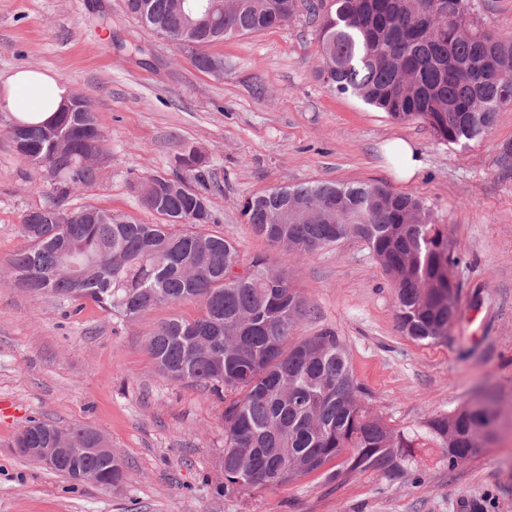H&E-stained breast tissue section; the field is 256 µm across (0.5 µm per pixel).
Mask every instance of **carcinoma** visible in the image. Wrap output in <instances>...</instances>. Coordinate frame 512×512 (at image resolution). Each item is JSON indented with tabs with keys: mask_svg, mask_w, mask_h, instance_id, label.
Returning <instances> with one entry per match:
<instances>
[{
	"mask_svg": "<svg viewBox=\"0 0 512 512\" xmlns=\"http://www.w3.org/2000/svg\"><path fill=\"white\" fill-rule=\"evenodd\" d=\"M148 2L146 30L174 33L190 23L180 0ZM303 6L318 20L319 75L334 93L395 121H419L450 145L484 137L497 113L512 107V39L481 27L475 0H333L330 8L325 0H224V35L198 32L189 58L221 65L224 57L210 45L279 26ZM82 122V112H58L44 124L12 123L22 133L16 152L36 154L60 171L61 186L52 193L62 200L96 180L98 166L82 163L87 142L108 154L103 124L94 115ZM208 176V157L190 146L175 156L173 176L132 183L142 209L159 223L81 207L58 224L49 211L29 210L22 221L27 245L11 264L15 282L56 296L74 314L92 301L127 321L185 300L200 303L194 319L161 322L147 350L164 377L226 400V494L291 484L333 461V481L374 469L405 485L418 478L427 448L444 449L450 471L487 448L498 415L485 404L394 428L362 399L334 330L294 338L307 315L304 299L267 257L243 266L234 243L209 229L218 219L204 191ZM146 183L176 220L146 200ZM241 215L286 257L364 240L394 288L402 331L429 343L448 339L459 310L458 257L448 225L414 195L372 182L307 183L247 198ZM92 435L88 427L35 421L16 447L25 438L29 448L58 449L65 461L56 472L75 483L80 473L101 487L122 480V459L95 447Z\"/></svg>",
	"mask_w": 512,
	"mask_h": 512,
	"instance_id": "cac0c4a2",
	"label": "carcinoma"
}]
</instances>
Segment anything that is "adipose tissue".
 <instances>
[{
    "label": "adipose tissue",
    "instance_id": "ef3b65f1",
    "mask_svg": "<svg viewBox=\"0 0 512 512\" xmlns=\"http://www.w3.org/2000/svg\"><path fill=\"white\" fill-rule=\"evenodd\" d=\"M70 88L58 76L37 69L13 71L0 80V108L18 121L51 119L68 100Z\"/></svg>",
    "mask_w": 512,
    "mask_h": 512
}]
</instances>
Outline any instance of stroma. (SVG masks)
I'll return each instance as SVG.
<instances>
[{
  "label": "stroma",
  "instance_id": "35a3bbf8",
  "mask_svg": "<svg viewBox=\"0 0 512 512\" xmlns=\"http://www.w3.org/2000/svg\"><path fill=\"white\" fill-rule=\"evenodd\" d=\"M112 20L102 28L101 16ZM143 46L131 52L130 44ZM224 72H201L124 10L123 0H0V77L39 69L92 105L111 153L92 188L68 207L96 206L146 220L131 182L171 173L186 146L205 150L219 231L242 259L269 256L311 311L298 337L333 329L371 406L411 426L484 398L500 413L494 444L448 470L428 452L421 480L403 486L368 470L345 482L323 472L265 491L225 495L222 401L163 377L145 349L157 325L196 318L197 301L133 321L87 303L67 304L13 284L25 245L22 219L48 205L50 187L17 156L0 111V512H512V108L468 146L437 140L319 78L317 26L307 13L261 32L213 43ZM402 138L423 168L400 181L383 148ZM319 181L375 182L423 200L448 227L459 313L439 344L402 332L394 290L368 245L348 239L298 259L256 236L241 202L268 189ZM100 431L124 462L120 486L76 484L21 457L29 421Z\"/></svg>",
  "mask_w": 512,
  "mask_h": 512
}]
</instances>
